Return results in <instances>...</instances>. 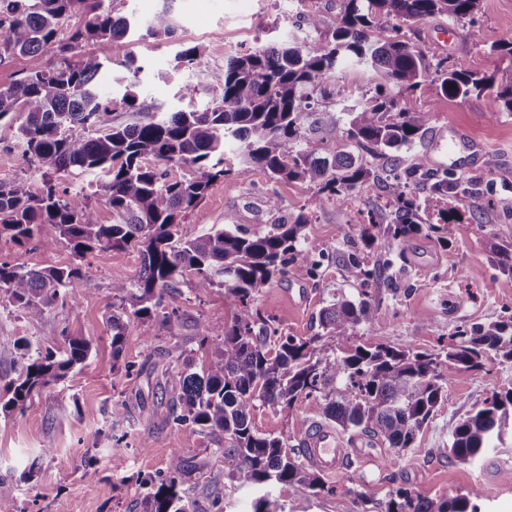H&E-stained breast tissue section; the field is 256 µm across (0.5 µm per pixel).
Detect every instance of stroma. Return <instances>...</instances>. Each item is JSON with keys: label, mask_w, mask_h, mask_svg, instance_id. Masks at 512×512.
<instances>
[{"label": "stroma", "mask_w": 512, "mask_h": 512, "mask_svg": "<svg viewBox=\"0 0 512 512\" xmlns=\"http://www.w3.org/2000/svg\"><path fill=\"white\" fill-rule=\"evenodd\" d=\"M342 0H174L173 36L134 35L112 44L111 60L98 77L100 93L120 98L128 62L141 66L136 91L158 112L200 109L210 103L211 71L240 52L279 45L306 29L309 14H319L322 25L310 32V47L322 45L331 32ZM408 39L434 59H463L470 70L512 76V63L493 55L492 45L512 38V0H481L476 23L456 25L447 17L425 18L407 28ZM188 46L199 49L195 67L178 64L177 53ZM193 85L192 101L179 90ZM375 94L370 73L358 67L341 71L320 98L317 112L342 114L348 106ZM403 108L430 115L429 132L412 147L399 152L403 169L415 172L414 185L428 194L425 174L438 171L439 158L431 148L433 133L441 128L467 135L471 143L447 171L457 180L450 211H430L425 230L408 249L379 241L371 260L386 263L381 280L369 285L347 266L348 253L361 245L370 220L385 216L383 193L371 184L351 192L346 203L327 201L309 213L304 236L323 250L317 275L294 272L266 288L254 305L273 318L282 334L307 338L319 333L317 315L334 294L357 298L368 290L375 306L371 322L352 333L358 344L383 342L436 352L461 325L484 324L512 311V277L501 274L489 252V241L512 244V115L494 111L490 97L449 98L432 83L404 93ZM23 114L0 119V184H24L39 193L42 181L34 174L20 143ZM496 165L487 168L488 155ZM315 189L300 180H275L253 167L211 183L202 199L187 210L179 233L203 235L226 224L262 231L306 207ZM277 197L280 206L268 205ZM0 261L32 268L81 265L91 288H70L62 303L46 309L41 318L27 319L9 303L0 304V389L18 375L22 362L17 340L27 337L33 348L49 341L81 336L92 342L86 365L73 369L58 382L35 390L24 410L0 414V480L12 483L11 495L0 497V512H144L145 479H160L173 450L185 463L182 489L198 512H212L221 501L224 512H253L260 497H268L277 512H380L404 488L422 498H452L481 487V512H512V482L503 479L512 470V440L490 449L484 463L461 464L448 459V426L472 414L492 393L512 388V364L488 361L449 383L448 396L414 444L399 452L382 439L362 434L365 446L339 473L324 476L321 493L301 484H278L263 489L241 486L224 473V452L231 443L199 427L178 426L169 419L170 407L181 392L185 369L201 372L211 359L236 306L224 289L200 291L197 277L185 272L165 295L161 311L147 319H131L120 357L112 355V285L131 282L141 270L137 245L97 250L76 261L69 246L44 249L13 243L0 237ZM178 309L180 317L165 322L163 314ZM211 334L201 339L197 321ZM130 408L126 418L112 415L114 400ZM324 401L312 397L273 411L258 408L252 415L262 433L284 439L288 447L301 443L305 430L324 422ZM125 448H116L117 439ZM149 447H141V440ZM372 497L360 503L362 494Z\"/></svg>", "instance_id": "35a3bbf8"}]
</instances>
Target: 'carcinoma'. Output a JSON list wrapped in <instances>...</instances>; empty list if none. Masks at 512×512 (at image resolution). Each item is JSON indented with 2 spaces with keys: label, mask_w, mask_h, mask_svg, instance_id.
I'll list each match as a JSON object with an SVG mask.
<instances>
[{
  "label": "carcinoma",
  "mask_w": 512,
  "mask_h": 512,
  "mask_svg": "<svg viewBox=\"0 0 512 512\" xmlns=\"http://www.w3.org/2000/svg\"><path fill=\"white\" fill-rule=\"evenodd\" d=\"M481 0H344L336 14L331 40L312 48L292 39L281 48H257L229 58L224 69L209 74L216 92L213 105L202 110L177 111L160 119L152 106L126 89L121 99L102 98L97 77L112 42L125 38L135 23L117 16L104 0H0V65L18 56L54 59L6 88H0V119L14 112L26 115L20 126L25 152L40 173L43 188L31 194L25 185L0 186V236L16 243L35 241L46 249L67 242L76 258L99 249L140 247L142 267L130 283L112 285L121 313H112V355L118 358L126 336L127 319L152 317L169 288L187 270L197 286L215 285L238 305L234 321L213 359L202 373L183 378L181 410L172 422L193 424L222 433L232 448L224 452V473L242 486L303 484L321 492L318 472L304 462L303 449L288 448L284 440L256 431L253 411L292 408L304 399L321 396L325 416L343 431L359 429L380 436L390 447L412 446L421 428L444 400L448 383L467 371L485 368L491 354L512 362V312L487 325L456 328L441 353L418 352L383 342L368 346L352 341L351 333L373 318L368 293L357 301L334 299L319 312L322 333L309 338L284 335L254 308V298L275 279L301 269L311 275L321 266L322 250L302 235L305 212L272 224L264 232H250L237 224L195 238L179 234L182 213L193 207L218 177L235 172L226 166L228 144L245 168L260 167L271 178L298 179L316 186L309 201L316 209L331 198L345 201L349 193L371 181L381 183L390 221H375L363 234L372 250L382 237L406 249L420 233V213L450 198L456 182L448 174L430 178L429 195L410 188L411 174L401 171L394 154L413 146L429 124V113L407 112L399 95L429 80L448 97L467 99L490 91L497 112L512 115V80L468 69L459 59L447 66L433 62L410 41L393 36L371 37L381 21L398 19L412 26L426 17L444 15L451 21L473 23ZM78 3L91 17L60 38L63 22ZM173 32L171 8L164 5L146 27L151 37ZM80 51L76 61L70 54ZM345 65L363 68L377 80V94L352 107L347 122L321 118V141H353L390 163L385 175L355 161L345 151L322 158L303 146L304 117L314 96L325 92ZM394 86L398 94L386 88ZM146 113V120L130 125L111 124L116 104ZM157 162L185 163L194 174L169 180ZM77 170L100 171L105 203L120 220L101 224L88 196L59 186L60 177ZM498 268L512 276V246L489 242ZM351 271L365 282L382 275L380 264L353 255ZM83 279L81 267L32 269L0 261V300L38 319L61 293ZM343 338L334 359L320 356L323 336ZM61 358L51 350L31 356V342L22 338L21 368L0 396V411L25 408L31 393L59 381L88 359L92 344L83 337L65 340ZM512 425V389L495 392L483 406L448 429V460L473 464L489 449L504 442ZM184 460L173 452L167 475L154 483L145 512H196L183 495L180 475ZM482 491L474 486L452 499L414 497L406 489L386 504L385 512H480Z\"/></svg>",
  "instance_id": "cac0c4a2"
}]
</instances>
